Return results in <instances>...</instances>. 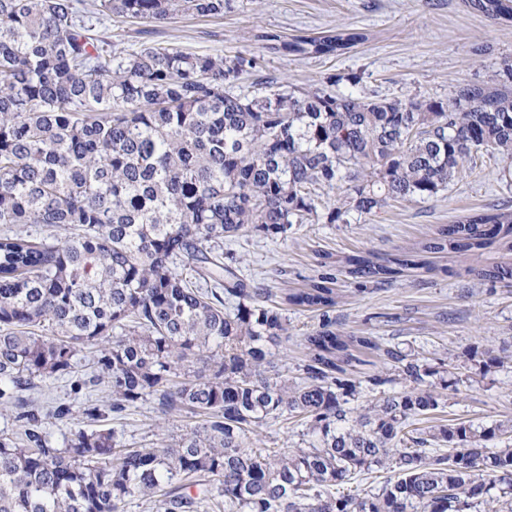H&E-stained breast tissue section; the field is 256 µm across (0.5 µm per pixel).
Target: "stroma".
I'll return each mask as SVG.
<instances>
[{
  "instance_id": "35a3bbf8",
  "label": "stroma",
  "mask_w": 512,
  "mask_h": 512,
  "mask_svg": "<svg viewBox=\"0 0 512 512\" xmlns=\"http://www.w3.org/2000/svg\"><path fill=\"white\" fill-rule=\"evenodd\" d=\"M339 28L363 32L366 39L338 57L305 58L270 52L262 39L266 32L289 40ZM100 31L125 50L163 42L199 55L248 53L258 61L256 77L291 85H314L334 74L340 78L339 89L345 90L349 77L356 75L361 88L401 99L447 98L452 86L490 81L503 61L512 60V23L471 12L462 0H229L220 17L180 15L163 22L116 17ZM463 168L462 178L435 196L389 200L372 213L351 214L345 224H297L284 240L249 233L224 248L241 257L245 277L283 296L306 287L324 256L364 255L381 261L439 225L485 206L512 208V181L504 179L500 161L475 154ZM431 262L432 270L409 269L386 284L360 281L339 268L333 307L286 310L288 338L277 348L274 364L288 380H300L307 354L304 338L328 318L340 332L373 337L378 345L365 352V365L353 374L357 392L346 405L350 412L407 390L397 363L386 356L396 349L450 380L431 424L488 428L512 419V281L479 280L470 261L452 253L434 255ZM487 352L504 357V365L485 369ZM95 356L94 349H85L75 373L37 383L28 398L45 408L72 404L76 423L86 429L95 424L87 409H97L100 422L135 448L155 446L198 424V417L184 411L162 415L154 396L122 414L112 413L106 384L87 383ZM376 373L383 374L385 384H369ZM311 440L301 417L286 413L267 419L258 445L305 448Z\"/></svg>"
}]
</instances>
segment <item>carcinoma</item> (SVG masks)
Listing matches in <instances>:
<instances>
[{"mask_svg":"<svg viewBox=\"0 0 512 512\" xmlns=\"http://www.w3.org/2000/svg\"><path fill=\"white\" fill-rule=\"evenodd\" d=\"M227 0H0V405L14 407L25 444L0 437V512H122L132 498L157 512H193L183 481L224 512H512V447L487 442L512 421L410 429L441 396L419 360L387 351L409 390L353 417L344 408L368 336L327 322L305 337L300 382L271 372L288 339L267 290L240 273L224 241L286 237L295 224L347 222L388 199L436 195L473 153L512 165V62L448 99L385 98L297 87L232 86L255 58L196 55L154 44L112 48L96 28L112 17L165 21L224 15ZM512 22V0H464ZM276 53L341 56L354 29L319 38L265 34ZM512 252V210L489 208L401 250L386 264L349 255L283 303L332 307L346 266L364 279L425 267L428 254ZM190 266L189 280L181 268ZM492 282L512 264L471 268ZM97 348L114 413L156 395L164 414L202 418L162 448H129L112 428L70 427L52 443L19 392L74 371ZM300 416L306 448H258L257 431ZM448 444L431 454L428 443ZM375 469L394 477L361 498L328 488Z\"/></svg>","mask_w":512,"mask_h":512,"instance_id":"cac0c4a2","label":"carcinoma"}]
</instances>
